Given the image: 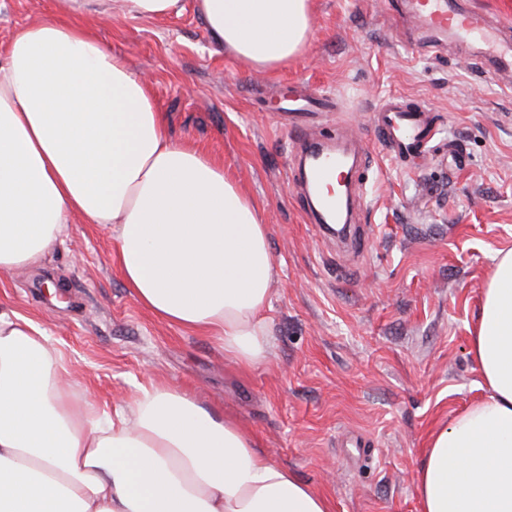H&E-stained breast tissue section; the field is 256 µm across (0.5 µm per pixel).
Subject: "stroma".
<instances>
[{"label":"stroma","instance_id":"stroma-1","mask_svg":"<svg viewBox=\"0 0 512 512\" xmlns=\"http://www.w3.org/2000/svg\"><path fill=\"white\" fill-rule=\"evenodd\" d=\"M183 5L85 25L147 77L171 135L258 203L275 263L267 361L237 367L218 340L160 321L126 287L111 231L81 220L43 269L0 276V306L48 331L104 412L163 381L235 417L334 512H419L430 433L483 394L470 336L495 255L512 248V75L488 77L451 40L426 47L389 0H313L303 55L257 70L213 44L193 0ZM54 6L0 0V51ZM300 92L332 102L308 117L317 138L340 130L370 148L361 254L307 215L288 150V99ZM392 96L434 116L438 133L416 160L373 130Z\"/></svg>","mask_w":512,"mask_h":512}]
</instances>
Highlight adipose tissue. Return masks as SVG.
Instances as JSON below:
<instances>
[{
  "mask_svg": "<svg viewBox=\"0 0 512 512\" xmlns=\"http://www.w3.org/2000/svg\"><path fill=\"white\" fill-rule=\"evenodd\" d=\"M0 54V276L42 267L73 216L111 227L123 280L158 319L265 362L274 258L260 209L224 166L177 141L146 80L78 17L180 13L182 0H57ZM312 0H196L213 42L286 66ZM485 394L430 435L420 512H512V249L471 338ZM0 512H333L241 425L162 382L100 413L46 330L0 309Z\"/></svg>",
  "mask_w": 512,
  "mask_h": 512,
  "instance_id": "1",
  "label": "adipose tissue"
}]
</instances>
